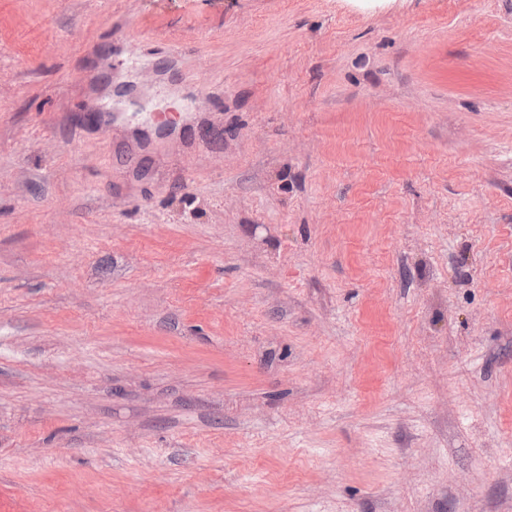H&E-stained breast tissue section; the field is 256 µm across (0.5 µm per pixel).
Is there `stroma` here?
<instances>
[{
  "label": "stroma",
  "instance_id": "obj_1",
  "mask_svg": "<svg viewBox=\"0 0 512 512\" xmlns=\"http://www.w3.org/2000/svg\"><path fill=\"white\" fill-rule=\"evenodd\" d=\"M0 512H512V0H0Z\"/></svg>",
  "mask_w": 512,
  "mask_h": 512
}]
</instances>
